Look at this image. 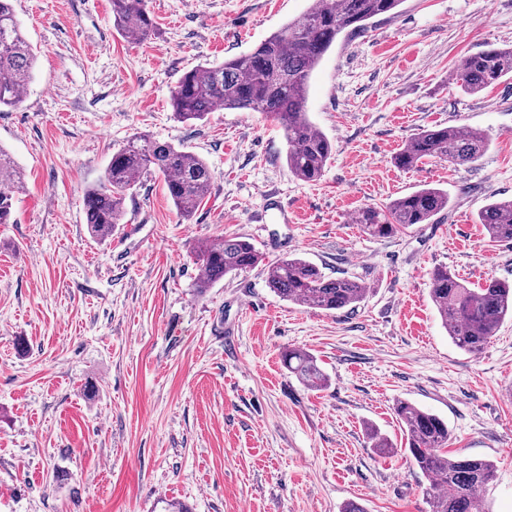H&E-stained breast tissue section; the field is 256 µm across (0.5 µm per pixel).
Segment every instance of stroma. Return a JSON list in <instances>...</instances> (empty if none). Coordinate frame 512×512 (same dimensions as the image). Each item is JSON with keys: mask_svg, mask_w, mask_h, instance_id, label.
<instances>
[{"mask_svg": "<svg viewBox=\"0 0 512 512\" xmlns=\"http://www.w3.org/2000/svg\"><path fill=\"white\" fill-rule=\"evenodd\" d=\"M310 3L144 0L154 29L134 42L111 0H15L37 60L21 103L0 110V147L25 182L0 225V512H428L400 401L447 421L449 454L491 461V510L512 512V321L468 354L430 298L438 265L473 288L512 283V245L477 221L512 198V78L475 96L453 79L462 56L512 46V0H403L341 37L309 85L333 145L313 184L262 113L185 123L170 106L186 71L248 52ZM435 125L484 132L485 154L395 167ZM142 134L206 161L209 192L185 219L161 179H139L123 224L92 239L84 192ZM427 185L450 197L434 223L390 238L356 224L360 208ZM227 234L260 262L197 293L194 244ZM291 255L364 282L365 298L340 311L279 298L266 270ZM289 348L317 358L326 388L288 371ZM370 426L394 453H375Z\"/></svg>", "mask_w": 512, "mask_h": 512, "instance_id": "stroma-1", "label": "stroma"}]
</instances>
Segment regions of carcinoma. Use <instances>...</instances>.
Instances as JSON below:
<instances>
[{"instance_id":"cac0c4a2","label":"carcinoma","mask_w":512,"mask_h":512,"mask_svg":"<svg viewBox=\"0 0 512 512\" xmlns=\"http://www.w3.org/2000/svg\"><path fill=\"white\" fill-rule=\"evenodd\" d=\"M403 0H312L299 21L273 32L246 54L219 66H197L186 72L172 93L174 115L182 121L200 120L220 106L226 110L260 112L279 124L287 143L288 169L299 180L312 183L323 176L333 146L309 120L306 97L309 80L326 53L348 29L366 28L372 19L393 13ZM116 26L134 41L144 40L152 21L143 0H112ZM36 63L33 46L21 31L13 0H0V108L21 101ZM512 77V47L489 48L460 58L456 81L469 95ZM487 137L459 127H431L418 133L393 158L410 170L429 158H446L458 166H472L485 154ZM163 177L168 195L183 218L192 215L206 197L213 180L207 163L195 154L148 136H135L112 154L102 183L86 190L83 209L89 235L112 237L123 223L124 202L136 179ZM22 175L11 155L0 148V224H14V194ZM448 192L423 187L382 207H363L356 223L375 238L391 237L414 224H431L448 209ZM478 223L489 239L512 243V199L495 201L478 212ZM200 293L224 277L254 267L259 256L251 243L226 235L198 242L192 251ZM269 288L278 296L309 307L335 311L363 300L367 288L348 278H331L306 259L288 256L267 272ZM430 297L452 342L469 354L481 352L505 319H512V284L494 278L477 288L438 266L431 272ZM288 370L310 389L327 384L312 355L299 349L284 352ZM404 426L406 451L413 465L428 478L425 489L429 512H490L485 499L494 477L492 462L474 456H450L448 423L440 416L400 401L394 407ZM379 454L393 450L377 429L367 428Z\"/></svg>"}]
</instances>
